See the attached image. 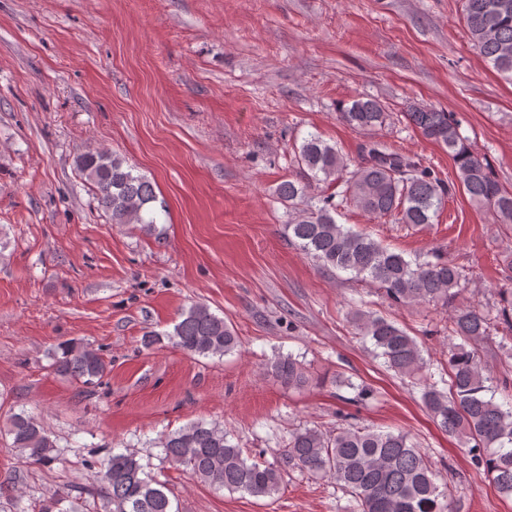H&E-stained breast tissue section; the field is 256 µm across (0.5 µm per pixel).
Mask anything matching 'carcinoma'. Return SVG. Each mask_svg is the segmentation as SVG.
<instances>
[{
  "instance_id": "cac0c4a2",
  "label": "carcinoma",
  "mask_w": 512,
  "mask_h": 512,
  "mask_svg": "<svg viewBox=\"0 0 512 512\" xmlns=\"http://www.w3.org/2000/svg\"><path fill=\"white\" fill-rule=\"evenodd\" d=\"M462 14L479 55L498 72L512 78V0H461ZM347 125L372 131L385 125L388 113L375 99L358 98L339 108ZM408 122L428 139L448 148L460 185L476 204L491 209L497 223L512 229V189L494 176L484 156L476 154L459 125L448 113L412 107ZM362 160L353 165L336 146L310 132L298 148L299 177L282 182L279 198L288 203V241L327 271L344 272L349 279L374 287L395 304L452 303L468 280L466 268L436 254L408 259L372 237L336 222V211L352 201L376 217H393L402 224H431L452 193L420 160L373 141ZM78 171L93 187L98 207L114 224L157 223L158 201L153 183L124 159L104 151L87 152L77 160ZM341 183L342 190L311 195L314 184ZM349 321L357 334L372 342L388 370L414 379L421 402L441 430L468 446L474 466L483 471L499 493L512 497V394L499 388L486 372L478 346L491 339L497 326L512 331V289L500 292L494 317L475 309L454 310L448 335L462 343L453 346L447 366L433 374L417 339L395 323L356 305ZM169 343L190 356L222 357L238 346V337L223 318L204 304L180 314L170 332L146 333L144 345ZM55 374L92 384L108 372L99 350L62 342L49 353ZM270 369L284 384H308L306 367L292 355H278ZM501 398H496V395ZM11 446L24 463L44 466L57 461L58 444L36 418L20 409L8 427ZM165 457L216 490L272 498L285 475L298 470L314 478L336 481L351 497V512H458L448 485L428 456L403 430L338 427L324 432L304 427L289 434L273 463L244 453L224 427L207 421L185 425L159 439ZM100 495L110 512H177L165 485L145 472L137 454L126 448L109 449L98 461ZM65 497L55 494L33 505L31 512H83L74 503L61 508Z\"/></svg>"
}]
</instances>
